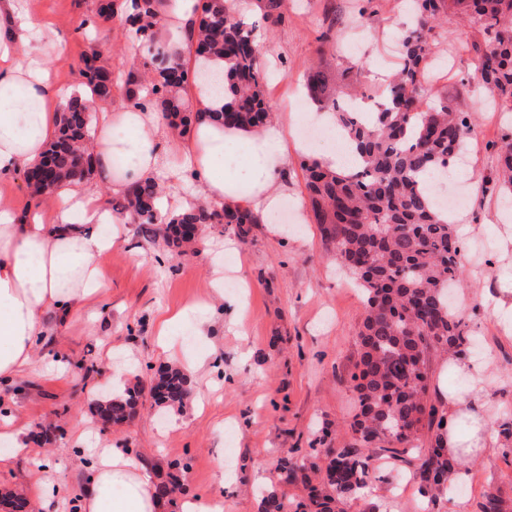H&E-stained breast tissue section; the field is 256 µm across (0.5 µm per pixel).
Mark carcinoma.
<instances>
[{
	"label": "carcinoma",
	"mask_w": 512,
	"mask_h": 512,
	"mask_svg": "<svg viewBox=\"0 0 512 512\" xmlns=\"http://www.w3.org/2000/svg\"><path fill=\"white\" fill-rule=\"evenodd\" d=\"M262 18L275 27L285 19V0H256ZM100 0L97 21L119 18L134 37L152 48L155 78L143 81L136 72L128 82L142 84L146 97L171 96L184 87L188 73L173 61L158 37L161 15L157 0ZM461 13L480 41L471 44L479 63L474 75L485 94L501 109L512 111V0H411L414 22L399 34L402 64L380 97L381 109L372 121H361L345 109L350 84L331 91L325 74H309L306 92L324 100L355 159L345 171L315 161L303 165L305 188L314 223L325 245L354 276L365 298L364 319L358 333L360 357L350 382L357 411L351 437L331 448L322 463L300 465L283 459L281 470L294 474L308 487L303 512H342L359 497L372 474V453L379 449L407 461L412 443L426 431L429 446L417 449L413 475L422 496L436 505L451 486L450 474L460 463L442 446L444 415L429 394L431 356H456L470 344L463 314L453 308L449 293L463 283L465 255L454 225L439 209L419 180L426 171H445L460 154L472 131L468 113L448 99L427 100L425 83L435 48V30L447 5ZM198 25V52L224 58L227 102L216 117L224 125L256 128L271 118L263 94L265 76L260 52L251 33L235 15L234 0H204ZM84 84L102 97L112 93L111 74L93 54L82 60ZM91 116L78 99L63 105L60 134L46 163L59 181L82 177L92 170V155L82 149L90 137ZM497 182L512 188V133L499 150ZM158 180L136 185L112 210L128 213L134 222L156 223ZM259 218L248 207L203 203L153 234L152 242L169 246L182 241V224H226L244 239ZM161 392L156 404H180L189 394L188 377L178 367L158 373ZM143 390L134 386L101 406L112 422H124L134 411ZM499 491L483 494L479 512H505Z\"/></svg>",
	"instance_id": "1"
}]
</instances>
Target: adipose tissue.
Instances as JSON below:
<instances>
[{"label":"adipose tissue","mask_w":512,"mask_h":512,"mask_svg":"<svg viewBox=\"0 0 512 512\" xmlns=\"http://www.w3.org/2000/svg\"><path fill=\"white\" fill-rule=\"evenodd\" d=\"M197 0H165L161 38L196 75L182 96L200 115L190 138L168 133L161 109L130 98L106 106L97 96L83 101L97 112L93 152L95 179L67 181L51 201L25 214L0 196V381L33 367L46 333V317L60 321L94 309L107 291L105 264L123 242L121 220L105 196H122L136 183L166 176L183 182L197 177L208 202L245 205L261 223L277 221L288 195L286 130L301 112L254 133L218 120L225 97L202 81V74L225 71L222 58L196 52ZM60 40L43 41L37 21L21 0H0V182H12L22 169L41 162L60 125L62 90L51 78L52 56ZM491 358L451 361L453 371L473 386L465 392L438 389L447 421L444 445L450 455L475 456L493 444L489 400L480 382ZM468 421V435L457 431ZM91 488L80 512H160L162 502L144 464L117 449L87 451Z\"/></svg>","instance_id":"ef3b65f1"}]
</instances>
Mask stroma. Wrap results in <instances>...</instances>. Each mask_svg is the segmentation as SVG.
Wrapping results in <instances>:
<instances>
[{"label":"stroma","mask_w":512,"mask_h":512,"mask_svg":"<svg viewBox=\"0 0 512 512\" xmlns=\"http://www.w3.org/2000/svg\"><path fill=\"white\" fill-rule=\"evenodd\" d=\"M399 0H288V18L268 28L259 11L242 14L246 30H259L275 50L277 77L265 96L274 114L302 100L306 75L323 69L330 78L363 60V85L398 67ZM47 32L65 38L52 78L72 90L82 87L83 57L97 54L111 72L113 99L129 71L145 68L131 57L126 28L119 22L86 32L97 0H27ZM455 10L437 37L439 77L429 98H457L473 121V136L459 182L468 187L460 213L470 231L463 247L467 287L453 298L463 305L479 351L493 358L482 381L491 412L512 415V338L486 297L491 285L512 283V195L491 188L497 147L512 132V112L487 103L472 82L477 57L458 53V41H477ZM285 233L253 225L246 240L223 225L204 227L183 247L152 245L141 225L124 226L126 243L106 265L107 293L94 316L63 324L47 319L37 365L15 384H0V410H8L26 451L0 467V512H12L4 494L26 500L27 512H45L32 497V480L51 483L54 512H76L90 486L84 448H116L144 463L154 481L167 479L174 464L185 467L180 487L163 512H184L186 502L219 499L223 512H258L269 491L296 507L307 498L302 485L282 480L281 457L313 461L317 443L333 448L350 437L355 394L349 375L359 358L357 333L364 315L361 291L341 272L312 217L288 215ZM236 279L238 292L218 294L215 264ZM199 309L212 333H195L187 316L166 342L162 322ZM185 368L191 393L183 405L163 408L143 398L124 424L96 422L92 397L112 392L115 368H127L126 384L150 383L164 368ZM378 492L349 502L347 512H418L422 497L412 468L383 452L373 460ZM465 500L478 505L484 491L500 490L512 501V446L494 444L469 459Z\"/></svg>","instance_id":"stroma-1"}]
</instances>
